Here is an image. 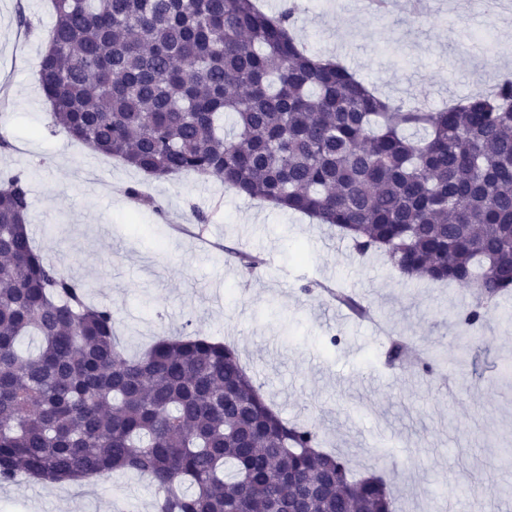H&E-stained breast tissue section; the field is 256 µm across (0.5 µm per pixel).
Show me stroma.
<instances>
[{"label": "stroma", "mask_w": 512, "mask_h": 512, "mask_svg": "<svg viewBox=\"0 0 512 512\" xmlns=\"http://www.w3.org/2000/svg\"><path fill=\"white\" fill-rule=\"evenodd\" d=\"M297 35L315 55L339 58L392 102L434 109L512 73V11L475 0H427L422 17L402 0L375 18L359 0H298ZM55 21L50 0H0V133L13 148L0 168L26 171L36 247L84 280L92 299L119 312L128 355L162 337L210 336L238 348L280 417L315 425L322 446L348 454L357 471L391 484L396 512H512V296L487 311L458 363L455 313L467 288L407 280L378 257H359L336 229L239 195L188 173L155 180L52 130L37 72ZM135 185L143 193L126 194ZM264 259L248 272L231 258ZM358 296L371 321L342 320L315 283ZM440 349L447 366L428 377L387 361L375 329ZM338 346H327L329 336ZM148 477L116 473L52 489L39 481L0 488V512H155Z\"/></svg>", "instance_id": "1"}]
</instances>
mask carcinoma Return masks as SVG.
<instances>
[{"instance_id": "1", "label": "carcinoma", "mask_w": 512, "mask_h": 512, "mask_svg": "<svg viewBox=\"0 0 512 512\" xmlns=\"http://www.w3.org/2000/svg\"><path fill=\"white\" fill-rule=\"evenodd\" d=\"M52 7L39 86L53 125L148 177H218L334 226L407 279L466 286L467 326L512 295L511 80L404 108L315 61L294 3ZM30 206L27 176L1 171V487L129 471L156 486V512H393L385 479L286 423L233 345L181 336L126 355L118 311L33 248Z\"/></svg>"}]
</instances>
